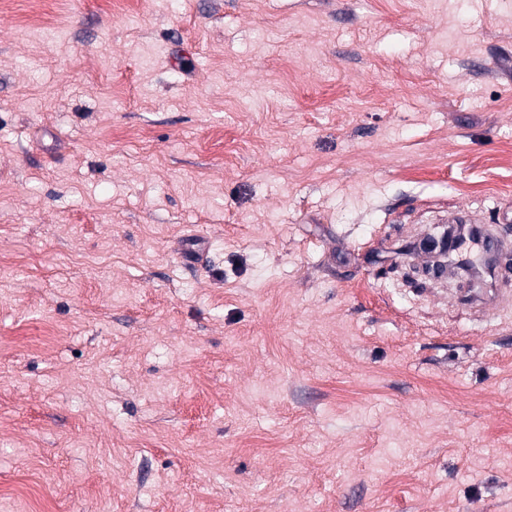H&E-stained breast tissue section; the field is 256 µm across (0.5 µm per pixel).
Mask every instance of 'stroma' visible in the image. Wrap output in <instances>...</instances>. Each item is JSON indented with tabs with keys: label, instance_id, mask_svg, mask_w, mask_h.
Returning a JSON list of instances; mask_svg holds the SVG:
<instances>
[{
	"label": "stroma",
	"instance_id": "1",
	"mask_svg": "<svg viewBox=\"0 0 512 512\" xmlns=\"http://www.w3.org/2000/svg\"><path fill=\"white\" fill-rule=\"evenodd\" d=\"M0 0V512H512V0Z\"/></svg>",
	"mask_w": 512,
	"mask_h": 512
}]
</instances>
